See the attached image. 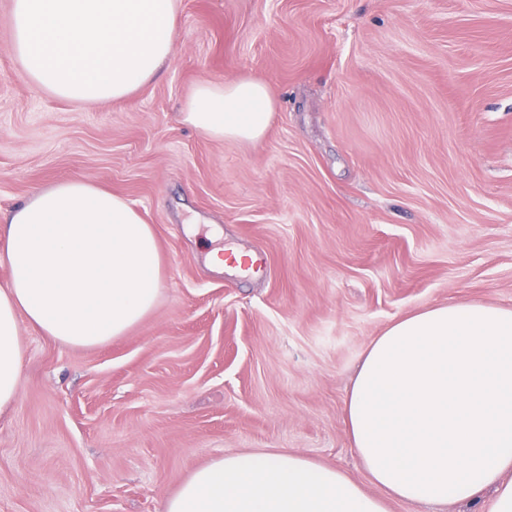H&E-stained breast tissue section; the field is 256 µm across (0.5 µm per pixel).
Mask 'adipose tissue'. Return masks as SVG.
<instances>
[{
	"mask_svg": "<svg viewBox=\"0 0 512 512\" xmlns=\"http://www.w3.org/2000/svg\"><path fill=\"white\" fill-rule=\"evenodd\" d=\"M180 0H12L11 49L27 75L76 103L118 99L171 57ZM276 103L266 83H198L181 114L214 140L256 143ZM0 409L19 393L21 322L74 348L127 334L155 308L161 261L151 225L83 179L50 185L0 225ZM345 422L369 494L299 454H234L195 470L163 512H388L471 504L512 512V308L432 305L367 347ZM490 494L485 495L482 501L475 505L466 506L460 504L446 505H420L410 507L400 502H390L389 512H488Z\"/></svg>",
	"mask_w": 512,
	"mask_h": 512,
	"instance_id": "1",
	"label": "adipose tissue"
}]
</instances>
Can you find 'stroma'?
I'll use <instances>...</instances> for the list:
<instances>
[{
    "label": "stroma",
    "instance_id": "1",
    "mask_svg": "<svg viewBox=\"0 0 512 512\" xmlns=\"http://www.w3.org/2000/svg\"><path fill=\"white\" fill-rule=\"evenodd\" d=\"M0 0V220L84 179L154 230L155 309L81 349L21 324L0 512H161L196 468L281 448L364 480L344 402L371 340L428 305L512 308V0H181L173 56L75 104L11 51ZM262 79L256 143L180 112ZM261 272L210 268L212 246Z\"/></svg>",
    "mask_w": 512,
    "mask_h": 512
}]
</instances>
